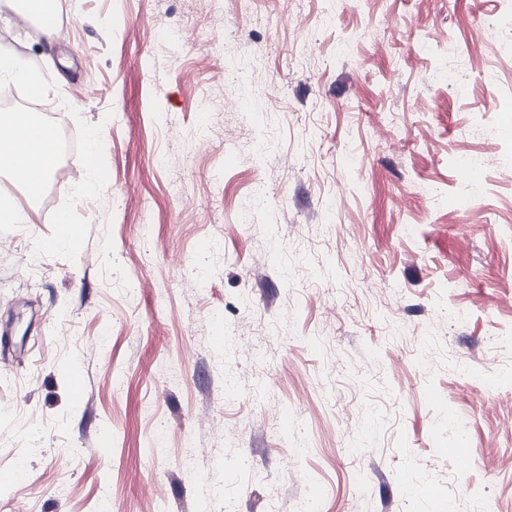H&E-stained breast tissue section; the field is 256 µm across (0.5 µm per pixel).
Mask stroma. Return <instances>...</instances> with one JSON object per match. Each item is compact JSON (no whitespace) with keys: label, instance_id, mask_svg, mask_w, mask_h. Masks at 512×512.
<instances>
[{"label":"stroma","instance_id":"stroma-1","mask_svg":"<svg viewBox=\"0 0 512 512\" xmlns=\"http://www.w3.org/2000/svg\"><path fill=\"white\" fill-rule=\"evenodd\" d=\"M58 16L21 57L75 149L0 223V512H512V6ZM0 223L1 224H35L30 211L19 203L10 192L0 187Z\"/></svg>","mask_w":512,"mask_h":512}]
</instances>
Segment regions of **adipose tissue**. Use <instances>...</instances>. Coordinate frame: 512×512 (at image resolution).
<instances>
[{"instance_id": "obj_1", "label": "adipose tissue", "mask_w": 512, "mask_h": 512, "mask_svg": "<svg viewBox=\"0 0 512 512\" xmlns=\"http://www.w3.org/2000/svg\"><path fill=\"white\" fill-rule=\"evenodd\" d=\"M57 133L48 124L35 121L27 112L0 114V154H9V170L13 180L24 188L27 199L36 198L38 191L29 176L39 171L52 174L51 163Z\"/></svg>"}]
</instances>
